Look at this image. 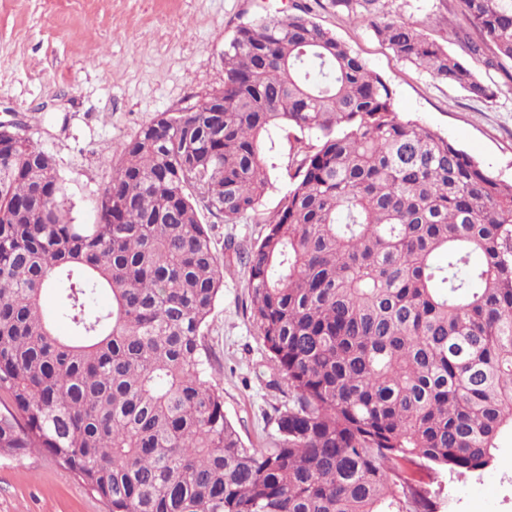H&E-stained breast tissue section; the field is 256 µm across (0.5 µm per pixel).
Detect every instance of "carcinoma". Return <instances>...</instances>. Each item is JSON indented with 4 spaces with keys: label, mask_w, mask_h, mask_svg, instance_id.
<instances>
[{
    "label": "carcinoma",
    "mask_w": 512,
    "mask_h": 512,
    "mask_svg": "<svg viewBox=\"0 0 512 512\" xmlns=\"http://www.w3.org/2000/svg\"><path fill=\"white\" fill-rule=\"evenodd\" d=\"M330 2L415 69L492 94L386 0ZM460 4L485 37L470 52L512 62V0ZM392 96L304 9L244 22L222 88L118 144L93 224L73 223L24 125H3L0 455L44 449L107 512H438L437 475L494 467L512 432V183ZM285 127L291 186L221 258L200 208L257 210ZM236 262L287 389L274 448L245 446L209 373L205 328ZM49 289L71 337L43 316Z\"/></svg>",
    "instance_id": "cac0c4a2"
}]
</instances>
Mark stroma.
Returning a JSON list of instances; mask_svg holds the SVG:
<instances>
[{
  "mask_svg": "<svg viewBox=\"0 0 512 512\" xmlns=\"http://www.w3.org/2000/svg\"><path fill=\"white\" fill-rule=\"evenodd\" d=\"M335 33L393 90V109L459 144L501 179L512 180V63L490 68L464 52L476 30L460 27L459 0H390L389 8L421 28L493 89L474 98L411 67L371 29L336 12L330 0H0V122L22 121L50 154L77 224L96 218V201L118 163L116 145L159 113L175 112L224 84V42L237 24L283 19L296 5ZM295 131L275 136L271 186L256 216L228 224L202 212L216 251L227 238L253 244L260 221L277 210L291 180ZM244 266L224 275L209 318L206 345L224 412L251 448L278 441L274 418L288 403L272 385L257 329L248 318ZM496 468L441 482L439 512H512V435L499 441ZM0 512H105L75 476L45 452L0 456Z\"/></svg>",
  "mask_w": 512,
  "mask_h": 512,
  "instance_id": "stroma-1",
  "label": "stroma"
}]
</instances>
